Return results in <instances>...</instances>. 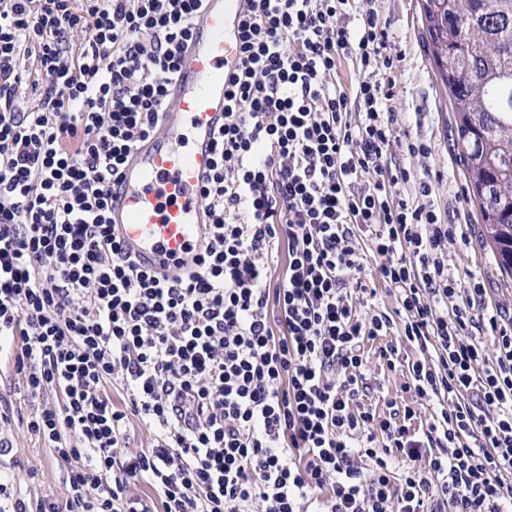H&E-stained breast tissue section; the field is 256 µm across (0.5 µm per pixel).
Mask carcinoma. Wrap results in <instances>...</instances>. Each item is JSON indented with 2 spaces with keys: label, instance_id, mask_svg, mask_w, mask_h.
Returning a JSON list of instances; mask_svg holds the SVG:
<instances>
[{
  "label": "carcinoma",
  "instance_id": "carcinoma-1",
  "mask_svg": "<svg viewBox=\"0 0 512 512\" xmlns=\"http://www.w3.org/2000/svg\"><path fill=\"white\" fill-rule=\"evenodd\" d=\"M456 114L459 162L500 272L512 277V0H424Z\"/></svg>",
  "mask_w": 512,
  "mask_h": 512
}]
</instances>
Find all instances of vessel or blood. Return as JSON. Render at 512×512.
Segmentation results:
<instances>
[{
    "mask_svg": "<svg viewBox=\"0 0 512 512\" xmlns=\"http://www.w3.org/2000/svg\"><path fill=\"white\" fill-rule=\"evenodd\" d=\"M250 9L251 0H205L168 90L161 134L141 142L110 187L111 230L136 266L152 275L164 276L176 263L195 268L210 242L211 217L200 192Z\"/></svg>",
    "mask_w": 512,
    "mask_h": 512,
    "instance_id": "vessel-or-blood-1",
    "label": "vessel or blood"
}]
</instances>
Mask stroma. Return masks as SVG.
<instances>
[{
  "mask_svg": "<svg viewBox=\"0 0 512 512\" xmlns=\"http://www.w3.org/2000/svg\"><path fill=\"white\" fill-rule=\"evenodd\" d=\"M421 4L422 0H361L359 4L363 10L377 9L389 24L387 51L399 59L391 100L398 117L397 130L428 149L426 155L411 156L393 147V156L410 175L401 191L411 194L420 182L430 183L429 202L441 223L464 227L463 236L450 242L444 254L449 267L463 282L485 288L487 301L501 306L504 317L510 318L512 278L500 273L470 200L455 141V114L429 55ZM389 345L397 346L402 355L392 365L380 354ZM415 355V350L394 332L364 341L366 376L381 391L380 398L372 402L377 416L388 417L387 403L393 400L413 408L419 421H429L431 406L406 388L405 361ZM17 381L13 360L0 359V404L9 409L7 419L0 420V475L10 479L14 493L64 501L68 466L58 461L43 439L27 427L29 417L42 408L44 401L18 394Z\"/></svg>",
  "mask_w": 512,
  "mask_h": 512,
  "instance_id": "stroma-1",
  "label": "stroma"
}]
</instances>
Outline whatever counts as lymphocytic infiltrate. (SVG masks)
Listing matches in <instances>:
<instances>
[{
	"mask_svg": "<svg viewBox=\"0 0 512 512\" xmlns=\"http://www.w3.org/2000/svg\"><path fill=\"white\" fill-rule=\"evenodd\" d=\"M203 0H0V354L58 401L29 430L67 499L12 512H512V321L442 254L390 151L387 22L355 0H254L201 195L195 269L138 270L108 194L161 130ZM350 62L355 77L342 81ZM287 263L279 279L271 268ZM377 267V281L365 275ZM394 312L372 309L377 284ZM417 355L411 408L364 407V340ZM121 392L123 405L112 400ZM151 448L126 446L130 420Z\"/></svg>",
	"mask_w": 512,
	"mask_h": 512,
	"instance_id": "1",
	"label": "lymphocytic infiltrate"
}]
</instances>
